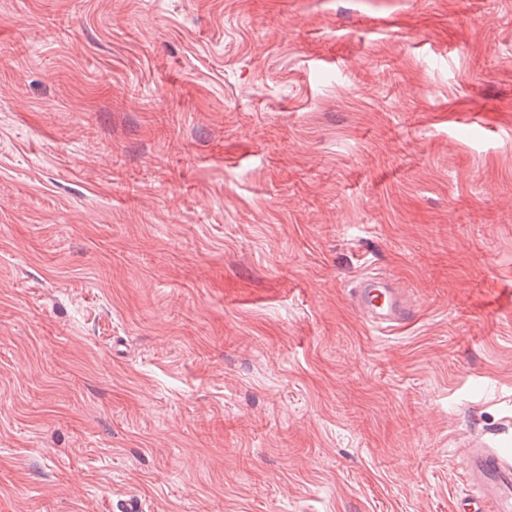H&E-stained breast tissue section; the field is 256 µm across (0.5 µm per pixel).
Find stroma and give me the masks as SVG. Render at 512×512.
Listing matches in <instances>:
<instances>
[{
    "instance_id": "35a3bbf8",
    "label": "stroma",
    "mask_w": 512,
    "mask_h": 512,
    "mask_svg": "<svg viewBox=\"0 0 512 512\" xmlns=\"http://www.w3.org/2000/svg\"><path fill=\"white\" fill-rule=\"evenodd\" d=\"M475 438L512 0H0V512H452ZM350 299L356 311L378 329L393 327L408 315L390 288L387 278H364L357 288L350 289Z\"/></svg>"
}]
</instances>
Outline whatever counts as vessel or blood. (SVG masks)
<instances>
[{
	"mask_svg": "<svg viewBox=\"0 0 512 512\" xmlns=\"http://www.w3.org/2000/svg\"><path fill=\"white\" fill-rule=\"evenodd\" d=\"M350 299L356 311L379 329L399 324L408 314L384 278H364L351 289ZM460 459L472 491L456 500L454 512H512V453L474 440Z\"/></svg>",
	"mask_w": 512,
	"mask_h": 512,
	"instance_id": "b4317fda",
	"label": "vessel or blood"
}]
</instances>
